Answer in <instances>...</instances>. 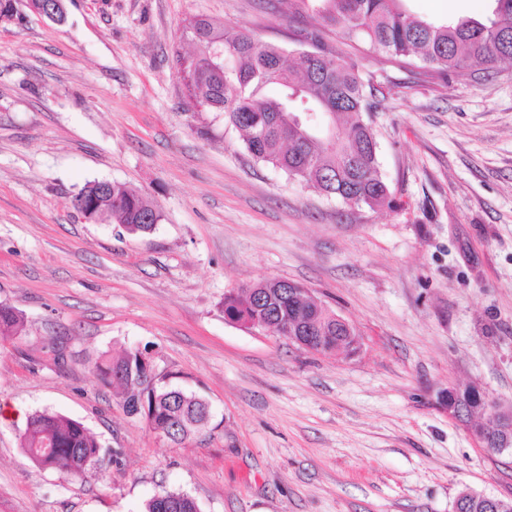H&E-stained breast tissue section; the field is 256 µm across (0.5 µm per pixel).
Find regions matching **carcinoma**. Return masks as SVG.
<instances>
[{
    "mask_svg": "<svg viewBox=\"0 0 512 512\" xmlns=\"http://www.w3.org/2000/svg\"><path fill=\"white\" fill-rule=\"evenodd\" d=\"M402 0H282L290 17L309 16L348 39H361L373 50L400 61L416 60L422 74L443 82L480 66L512 60V0H492V16L461 17L435 24L407 12ZM182 35L198 46L186 57L175 51L173 63L187 95L198 107L224 113L243 134L244 149L255 161L271 165L304 186L348 205L371 209L392 203L390 189L377 161L372 122L363 115L375 111L379 89L363 80L358 65L318 49V57L286 59L283 50L262 43L246 32L230 33L208 18L193 17ZM221 53V59L210 57ZM270 83L281 88L278 98L261 94ZM312 113L300 126L284 125L280 113ZM336 116V143L322 140L324 114ZM74 199L94 203L103 220L124 225L131 234L154 228L161 213L133 189L119 183L104 193L100 182L87 183ZM224 318L249 329L264 322L277 335L293 327L319 353L340 348L355 353L354 341L321 308L295 296L283 278H265L224 297ZM20 312L0 302V338L19 334ZM94 374L104 385L122 388L126 411L138 412L156 434L172 432L180 443L205 427L210 413L199 396L163 385L145 372L137 352L126 349L95 363ZM20 445L41 468L84 478L113 462L96 437L80 421L63 414L36 411L28 416ZM461 512H487L485 502L460 492ZM142 512H199L188 494L164 491L145 502Z\"/></svg>",
    "mask_w": 512,
    "mask_h": 512,
    "instance_id": "obj_1",
    "label": "carcinoma"
}]
</instances>
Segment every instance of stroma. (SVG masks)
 Masks as SVG:
<instances>
[{"label": "stroma", "instance_id": "1", "mask_svg": "<svg viewBox=\"0 0 512 512\" xmlns=\"http://www.w3.org/2000/svg\"><path fill=\"white\" fill-rule=\"evenodd\" d=\"M482 18L490 0H404ZM67 20L0 22V512H139L164 490L200 512H453L462 490L512 499V454L448 412L476 385L512 404V63L441 82L335 31L383 97L372 115L394 205L324 197L256 162L220 112L188 103L173 64L204 16L287 55L314 50L279 0H67ZM93 180L162 213L146 234L78 218ZM309 288L359 352L321 355L227 322L264 278ZM149 353L203 397L179 445L128 416L93 368ZM81 421L118 463L64 479L22 451L28 414ZM24 325L20 312L7 303L0 302V338L19 334Z\"/></svg>", "mask_w": 512, "mask_h": 512}]
</instances>
